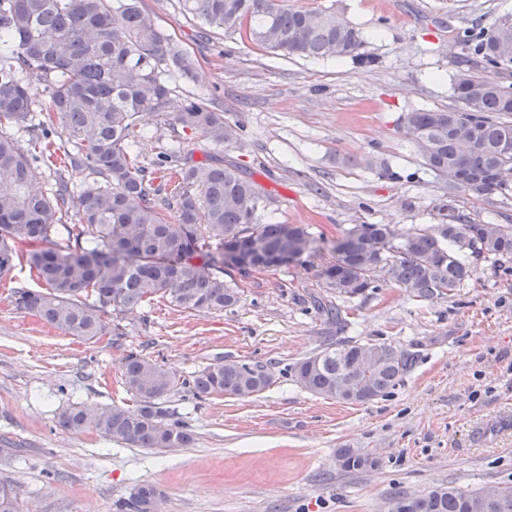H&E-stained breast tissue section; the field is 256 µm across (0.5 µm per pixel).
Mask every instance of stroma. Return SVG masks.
Instances as JSON below:
<instances>
[{"instance_id": "35a3bbf8", "label": "stroma", "mask_w": 512, "mask_h": 512, "mask_svg": "<svg viewBox=\"0 0 512 512\" xmlns=\"http://www.w3.org/2000/svg\"><path fill=\"white\" fill-rule=\"evenodd\" d=\"M332 11L361 28L370 61L285 58L239 35L206 31L179 0H143L196 64L175 76L182 98H213L245 145L225 150L274 199L278 221L321 235L316 253L243 280L241 301L215 313L154 298L123 320V336L86 343L15 308L11 291L40 282L26 263L0 278V480L21 512H115L149 483L160 512H382L396 490L441 483L512 484V261L472 262L455 296L430 303L386 286L345 304L346 329L306 303L343 230L440 223L442 180L399 134L403 113L458 106L452 79L465 32L512 14V0H284ZM352 156L349 164L337 154ZM471 217L512 224V197L459 194ZM386 342L414 355L387 396L344 404L310 394L293 366L325 337ZM131 351L180 377L215 360L274 362V383L247 400L196 398L177 386L167 407L185 416L190 447L155 454L56 427L72 403L133 402L122 388ZM341 448L381 459L367 472L336 464Z\"/></svg>"}]
</instances>
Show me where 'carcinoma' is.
<instances>
[{
	"instance_id": "carcinoma-1",
	"label": "carcinoma",
	"mask_w": 512,
	"mask_h": 512,
	"mask_svg": "<svg viewBox=\"0 0 512 512\" xmlns=\"http://www.w3.org/2000/svg\"><path fill=\"white\" fill-rule=\"evenodd\" d=\"M184 13L204 26L245 36L255 46L284 57L365 60V38L334 13L290 9L282 0H180ZM476 60L453 78L461 104L456 110L418 108L405 113L400 128L425 165L448 183V193L508 196L512 184H497L493 169L512 171V16L476 26ZM505 49L485 53L493 40ZM193 73L192 61L157 27L141 0H0V275L19 259L13 243L30 245L25 260L46 288H17L14 303L46 324L86 342L121 336L124 316L166 297L198 313L237 305L240 288L226 270L247 276L254 269L288 266L318 240L304 224L266 222L272 198L244 176L224 148L242 147V128L224 121L202 97L173 93L164 65ZM50 90L38 110L30 80ZM164 113L173 124L199 132L213 153L194 164L173 145L155 148L150 118ZM474 120L477 144L464 152L454 129ZM67 145L57 156L56 137ZM168 175V193L150 198L146 155ZM53 170V182L37 181L32 165ZM88 172L75 188L65 169ZM447 223L414 233L395 224H354L320 266L322 291L308 294L317 312L341 321V303L385 285L417 301L457 294L471 278L467 258L495 269L512 258V225L476 222L454 206L442 205ZM75 212L76 223L64 218ZM66 231L69 244L54 237ZM411 355L390 344L329 338L298 362L292 373L309 393L365 404L395 388ZM122 381L133 407L114 405L95 412L77 404L62 409L59 428L96 432L116 444L162 453L192 443L187 423L163 407L181 383L197 396L250 398L274 382L271 365L218 359L179 379L136 352L122 359ZM345 470H374L380 461L353 448H340ZM163 493L143 484L116 505L117 512H158ZM404 512H502L512 506V486L462 488L436 485L420 494L394 492L386 505ZM0 512H20L12 486L0 482Z\"/></svg>"
}]
</instances>
